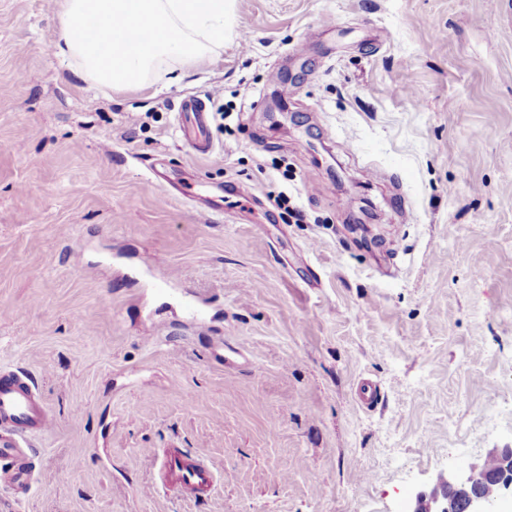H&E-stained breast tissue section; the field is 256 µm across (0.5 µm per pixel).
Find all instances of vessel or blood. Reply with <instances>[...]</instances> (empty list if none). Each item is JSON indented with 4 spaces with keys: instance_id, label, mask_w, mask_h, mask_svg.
Returning <instances> with one entry per match:
<instances>
[{
    "instance_id": "b4317fda",
    "label": "vessel or blood",
    "mask_w": 512,
    "mask_h": 512,
    "mask_svg": "<svg viewBox=\"0 0 512 512\" xmlns=\"http://www.w3.org/2000/svg\"><path fill=\"white\" fill-rule=\"evenodd\" d=\"M185 122L196 131L193 148L205 155L213 146L206 134V104L188 97L180 104ZM52 418L37 387L24 373L0 369V486H27L34 473L27 448L33 439L50 433ZM217 471L200 456L179 448H164L154 454L151 489L174 493L183 499L209 498L217 487Z\"/></svg>"
}]
</instances>
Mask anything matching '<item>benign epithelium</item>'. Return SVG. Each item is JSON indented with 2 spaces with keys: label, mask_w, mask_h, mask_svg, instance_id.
Wrapping results in <instances>:
<instances>
[{
  "label": "benign epithelium",
  "mask_w": 512,
  "mask_h": 512,
  "mask_svg": "<svg viewBox=\"0 0 512 512\" xmlns=\"http://www.w3.org/2000/svg\"><path fill=\"white\" fill-rule=\"evenodd\" d=\"M492 478L498 484V493L493 499L482 491L483 484ZM450 492L458 493L456 512H506L507 496H512V473L504 471L494 476L483 467L462 469L453 464L446 472V485L437 484L430 492L417 494L418 512H450Z\"/></svg>",
  "instance_id": "7a95c632"
}]
</instances>
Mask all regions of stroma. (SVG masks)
<instances>
[{
  "mask_svg": "<svg viewBox=\"0 0 512 512\" xmlns=\"http://www.w3.org/2000/svg\"><path fill=\"white\" fill-rule=\"evenodd\" d=\"M61 2L0 0V368L54 422L0 512H411L512 443V0H232L124 88ZM173 447L214 498L144 494ZM180 115L185 122L196 130V137L193 148L197 154L205 155L212 151L213 146L207 134L206 104L197 97H188L182 100L180 104Z\"/></svg>",
  "mask_w": 512,
  "mask_h": 512,
  "instance_id": "obj_1",
  "label": "stroma"
}]
</instances>
